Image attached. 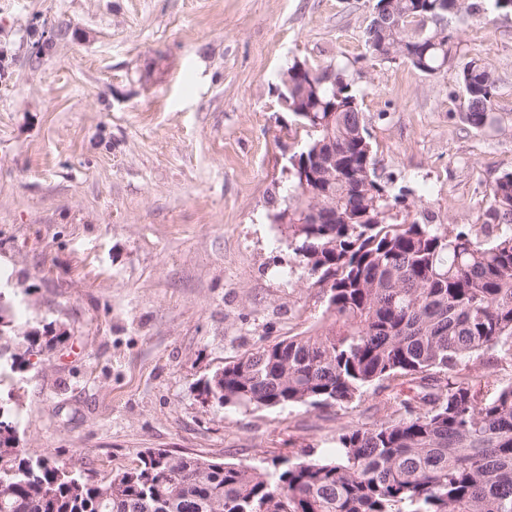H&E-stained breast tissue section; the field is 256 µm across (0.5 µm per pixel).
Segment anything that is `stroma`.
I'll return each mask as SVG.
<instances>
[{"instance_id": "obj_1", "label": "stroma", "mask_w": 512, "mask_h": 512, "mask_svg": "<svg viewBox=\"0 0 512 512\" xmlns=\"http://www.w3.org/2000/svg\"><path fill=\"white\" fill-rule=\"evenodd\" d=\"M376 0H0V300L7 377L29 455L109 479L149 448L271 468L336 451L383 415L350 407L221 408L200 394L226 361L327 323V298L273 215L310 142L279 105L294 62L334 66L369 121L391 194L433 224H482L512 169V13L452 17L454 65L383 62ZM52 35L36 55L29 31ZM497 78L503 131L459 118L458 66Z\"/></svg>"}]
</instances>
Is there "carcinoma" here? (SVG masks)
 Listing matches in <instances>:
<instances>
[{
    "mask_svg": "<svg viewBox=\"0 0 512 512\" xmlns=\"http://www.w3.org/2000/svg\"><path fill=\"white\" fill-rule=\"evenodd\" d=\"M398 28L365 31L374 57L400 40L417 68L456 55L448 15H480L479 0H376ZM462 120L504 130L494 111L497 79L478 56L457 73ZM288 111L314 132L292 165V201L274 214L299 264L330 282L331 323L227 362L204 380L220 407H348L384 383L398 408L346 428L328 458L259 469L194 453L149 448L103 482L49 455H26L0 403V512H512V383L459 377L471 357L512 362V233L480 239L471 227L393 221L366 118L341 77L317 96L289 97ZM336 150L332 184L313 180L318 145ZM336 222L307 224L304 185ZM486 222L512 224V170L489 190Z\"/></svg>",
    "mask_w": 512,
    "mask_h": 512,
    "instance_id": "carcinoma-1",
    "label": "carcinoma"
}]
</instances>
